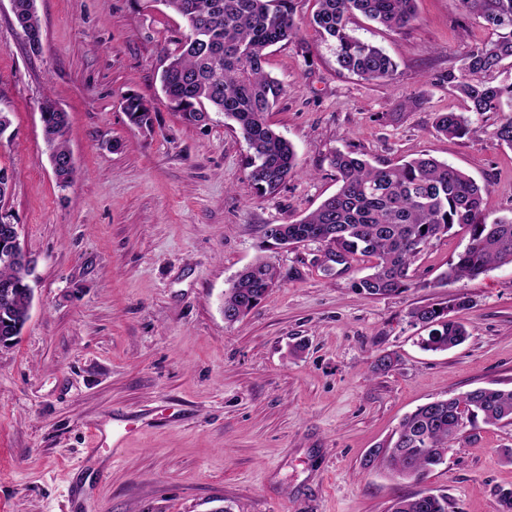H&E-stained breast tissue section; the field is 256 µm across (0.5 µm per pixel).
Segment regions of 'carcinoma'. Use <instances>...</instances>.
Instances as JSON below:
<instances>
[{"instance_id": "cac0c4a2", "label": "carcinoma", "mask_w": 512, "mask_h": 512, "mask_svg": "<svg viewBox=\"0 0 512 512\" xmlns=\"http://www.w3.org/2000/svg\"><path fill=\"white\" fill-rule=\"evenodd\" d=\"M179 14L188 33L161 76L169 107L190 123L212 110L233 122L250 150L248 178L256 193H275L296 173L293 145L269 123V112L284 93L282 84L266 71L267 51L285 42L302 41L295 18V0H158ZM416 0H315L311 24L336 44V64L342 72L368 81H385L397 69L380 47L352 33L355 14L387 28L402 29L416 19ZM12 13L33 51L41 48L36 0H13ZM463 9L502 31L498 39L473 46L463 57L460 72L448 71V85L467 102V111L501 115L493 130L498 141L512 148V80L499 79L512 71V0H461ZM122 110L130 124L153 128V108L141 95L124 98ZM46 146L58 186L67 188L75 175L66 139V113L47 99L42 106ZM436 132L462 138L482 132L463 113L440 112ZM331 164L339 184L311 213L290 224L265 230L274 246L312 241L346 264L371 259V273L356 287L370 296H392L413 286L410 266L432 240L458 226L469 235L465 249L449 261L445 280L477 277L512 264V217H490L487 189L454 166L427 154L400 165L377 167L354 151L337 150ZM28 269L0 248V286L15 298L0 305V334L18 336L28 319ZM277 281L275 266L259 260L245 267L224 291V321L237 322L258 306ZM470 306L465 296L410 311L418 324L430 328L420 345L446 351L469 336L466 326L449 318L454 308ZM482 419L488 425L512 423V389L479 388L459 396L428 402L407 415L385 444L366 463L401 479L423 480L444 464L449 443L461 426ZM390 512H448V497L422 490L399 497Z\"/></svg>"}]
</instances>
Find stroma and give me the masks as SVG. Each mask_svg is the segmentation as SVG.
<instances>
[{
	"label": "stroma",
	"instance_id": "1",
	"mask_svg": "<svg viewBox=\"0 0 512 512\" xmlns=\"http://www.w3.org/2000/svg\"><path fill=\"white\" fill-rule=\"evenodd\" d=\"M42 50L32 52L10 0H0V102L12 125L0 168L6 202L36 261L30 315L0 348V512H388L429 489L448 512H502L512 489V425L466 427L424 480L365 467L401 419L427 402L478 387L512 388V265L443 282L463 233L433 240L411 267L414 288L374 298L358 259L326 271L323 247L266 248L335 193L334 150L375 165L418 152L488 189L487 208L512 216V149L482 133L448 139L436 113L464 111L447 82L475 44L497 39L459 0H417V19L388 30L362 16L355 35L397 62L391 80L339 71L296 0L305 47L273 48L267 71L285 94L270 123L295 147L297 173L257 197L248 149L223 116L195 125L172 111L160 75L187 32L142 0H36ZM136 92L155 108L152 132L122 108ZM69 118L76 174L58 188L40 105ZM277 268L268 297L234 324L224 290L257 258ZM467 296L453 311L468 339L422 350L411 309ZM396 353L391 371L373 362ZM130 427L121 448L93 450L94 427Z\"/></svg>",
	"mask_w": 512,
	"mask_h": 512
}]
</instances>
